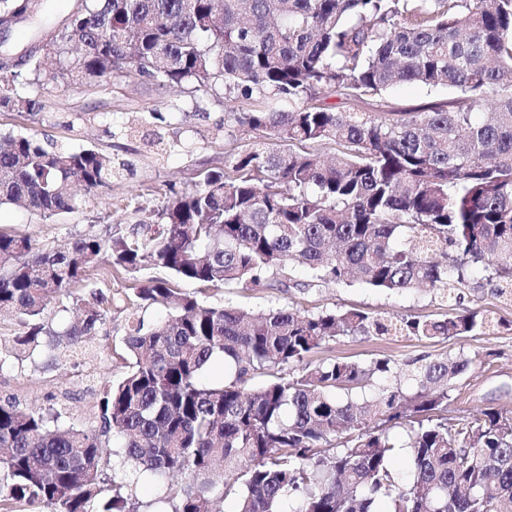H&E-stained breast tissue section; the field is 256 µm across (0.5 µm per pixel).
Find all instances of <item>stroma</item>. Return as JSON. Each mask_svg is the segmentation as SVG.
<instances>
[{"mask_svg":"<svg viewBox=\"0 0 512 512\" xmlns=\"http://www.w3.org/2000/svg\"><path fill=\"white\" fill-rule=\"evenodd\" d=\"M36 91L44 105L42 112L35 117L0 112L1 135L46 134L75 150L95 148L110 153L115 162L128 166L111 188L80 192L78 207L70 213L46 218L23 206H1L0 229L26 235L40 249L69 247L87 233H130L139 219L135 207L161 205L171 188L190 190L200 173L227 168L233 154L249 150L255 141L250 132H239L233 139L224 132L228 116L252 106L240 97L217 99L205 90L191 93L163 87L151 78L121 72L92 86H66L46 79ZM451 96L445 87L404 84L383 92L378 109L409 110ZM293 279L290 288L212 287L200 293V298L212 305L230 304L246 310L271 306H294L309 312L357 308L382 317L432 319L463 311L490 313L503 325L484 336L448 341L344 337L320 355L359 362L381 355L399 362L423 356L473 355L476 363L455 383L450 415L463 417L484 407L512 415V302L496 295L484 272H475L471 288L448 300L428 291L395 295L359 284L339 287L321 283L303 267L295 269ZM138 280V275L118 274L102 266L88 285L114 297L107 335L93 337L92 353L78 359L39 355L21 363L6 361L0 367V400L42 405L51 394L56 405L66 407V421L89 430L99 428L102 386L105 381L119 380L126 371L121 338L127 327V300Z\"/></svg>","mask_w":512,"mask_h":512,"instance_id":"1","label":"stroma"}]
</instances>
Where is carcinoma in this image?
I'll list each match as a JSON object with an SVG mask.
<instances>
[{"instance_id":"obj_1","label":"carcinoma","mask_w":512,"mask_h":512,"mask_svg":"<svg viewBox=\"0 0 512 512\" xmlns=\"http://www.w3.org/2000/svg\"><path fill=\"white\" fill-rule=\"evenodd\" d=\"M47 2L38 34L56 27ZM96 84L122 71L254 102L234 122L286 143L256 142L228 170H208L129 235H87L40 251L0 230V312L28 331L0 337L17 361L41 333L77 353L104 332L112 297L75 296L77 320L43 314L103 264L163 269L202 287H289L292 270L389 293L423 286L443 298L482 268L512 301V0H83L71 24L21 66L0 69V109L33 115L27 88ZM457 96L402 112H335L331 96L369 100L399 84ZM333 143L323 159L297 144ZM121 167L96 149L36 135L0 136V205L44 217L73 211V185L112 186ZM124 376L103 387L99 432L61 413L0 402V512H140L105 478L107 435L124 463L169 482L171 512H512V415L492 407L448 421L449 392L476 358H310L347 336L448 340L500 327L480 312L442 320L355 309L244 311L204 303L167 279L134 289ZM160 306L166 319L145 324ZM224 363V381L203 373ZM262 377V386L250 382ZM409 450L412 482L391 469Z\"/></svg>"}]
</instances>
